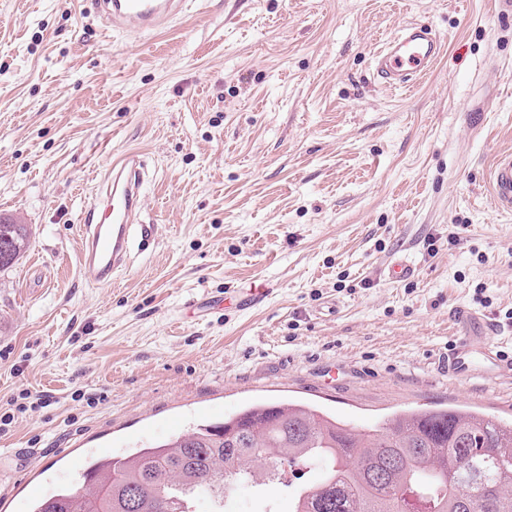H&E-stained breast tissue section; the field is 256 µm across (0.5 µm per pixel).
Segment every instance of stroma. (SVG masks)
<instances>
[{"label": "stroma", "instance_id": "1", "mask_svg": "<svg viewBox=\"0 0 512 512\" xmlns=\"http://www.w3.org/2000/svg\"><path fill=\"white\" fill-rule=\"evenodd\" d=\"M409 22L446 50L394 91L373 57ZM132 150L154 241L96 288L80 218ZM509 151L512 0H187L150 34L91 0H0V216L30 231L0 273V414L41 401L0 435L34 462L0 481V512L272 399L364 430L448 403L512 419V383L436 371L458 306L512 356V214L489 184ZM396 257L414 277H384ZM271 507L292 504L247 484L224 499Z\"/></svg>", "mask_w": 512, "mask_h": 512}]
</instances>
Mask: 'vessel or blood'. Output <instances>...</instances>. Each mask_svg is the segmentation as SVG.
Here are the masks:
<instances>
[{
  "mask_svg": "<svg viewBox=\"0 0 512 512\" xmlns=\"http://www.w3.org/2000/svg\"><path fill=\"white\" fill-rule=\"evenodd\" d=\"M98 14L115 31H157L178 16L185 0H94ZM439 35L423 25H403L374 57V70L393 90L410 89L433 72L443 51ZM147 173L139 155L124 154L105 175V189L82 218L79 271L96 286L111 285L127 270L136 245L153 240V227L137 223ZM490 188L498 205L512 212V153L499 157L490 171ZM459 336L438 360L440 375L451 380H482L497 388L512 379V358L504 357L488 336L475 335L479 318L456 308Z\"/></svg>",
  "mask_w": 512,
  "mask_h": 512,
  "instance_id": "vessel-or-blood-1",
  "label": "vessel or blood"
}]
</instances>
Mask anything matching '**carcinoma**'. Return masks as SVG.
Masks as SVG:
<instances>
[{
	"instance_id": "1",
	"label": "carcinoma",
	"mask_w": 512,
	"mask_h": 512,
	"mask_svg": "<svg viewBox=\"0 0 512 512\" xmlns=\"http://www.w3.org/2000/svg\"><path fill=\"white\" fill-rule=\"evenodd\" d=\"M2 245L1 271L26 252V225L0 224ZM318 467L319 483L298 482L295 470ZM236 483L284 487L292 512H512V422L435 407L365 432L312 405L269 401L164 444L94 458L77 484L32 512H193L201 490L224 512Z\"/></svg>"
}]
</instances>
